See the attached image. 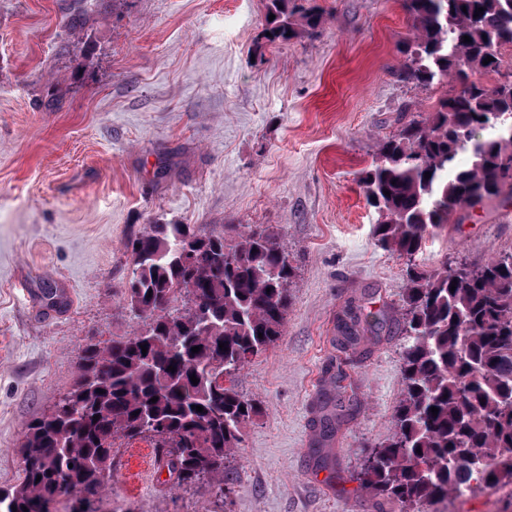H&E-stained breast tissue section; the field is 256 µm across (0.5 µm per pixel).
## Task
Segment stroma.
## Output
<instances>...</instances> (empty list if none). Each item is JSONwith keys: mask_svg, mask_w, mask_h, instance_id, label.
I'll return each instance as SVG.
<instances>
[{"mask_svg": "<svg viewBox=\"0 0 512 512\" xmlns=\"http://www.w3.org/2000/svg\"><path fill=\"white\" fill-rule=\"evenodd\" d=\"M311 4L314 34L262 46L267 0H0L1 489L19 480L26 424L72 387L80 347L144 328L122 297L129 238L188 224L231 244L278 238L294 269L283 334L234 377L258 412L225 496L164 471L130 479L152 442L121 440L103 512H377L356 475L393 433L404 340L390 322L346 360L337 321L351 304L398 312L406 265L378 244L359 179L398 112L432 111L458 85L399 78L402 0ZM510 247L512 208L492 200L428 236L418 262ZM62 287L66 307H49ZM339 359L358 404L323 444L312 419Z\"/></svg>", "mask_w": 512, "mask_h": 512, "instance_id": "stroma-1", "label": "stroma"}]
</instances>
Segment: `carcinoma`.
<instances>
[{
	"mask_svg": "<svg viewBox=\"0 0 512 512\" xmlns=\"http://www.w3.org/2000/svg\"><path fill=\"white\" fill-rule=\"evenodd\" d=\"M267 2L275 15L263 29L269 44L322 22L302 0ZM403 8L413 36L400 77L425 87L451 78L460 88L422 120L399 115L397 134L379 142L360 178L378 216V243L407 263L403 390L393 434L367 456L359 483L378 502L417 512L460 492L464 474L469 491L512 487V248L482 264L461 260L430 271L416 263L425 236L459 223L465 210L493 199L512 206V78L481 81L500 73L512 48V0H403ZM128 248L134 270L122 296L148 320L146 329L80 349L71 389L26 426L19 453L29 466L16 485L0 489V512H50L62 500L65 512H98L95 502L112 489L116 441L145 436L161 449L159 464L174 483L207 480L224 495L226 461L257 413L232 378L282 335L288 254L263 231L228 245L224 235L189 224H151ZM180 297L190 304L183 312L173 307ZM389 321L384 310L355 314L341 324L344 340L356 346L360 332L377 334ZM341 381L336 375L338 394L320 409L324 440L345 410Z\"/></svg>",
	"mask_w": 512,
	"mask_h": 512,
	"instance_id": "carcinoma-1",
	"label": "carcinoma"
}]
</instances>
